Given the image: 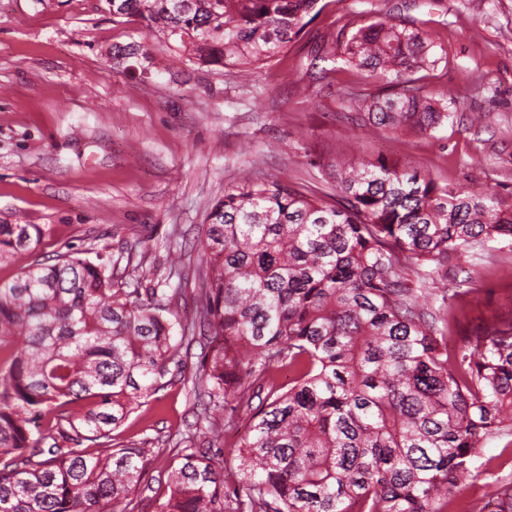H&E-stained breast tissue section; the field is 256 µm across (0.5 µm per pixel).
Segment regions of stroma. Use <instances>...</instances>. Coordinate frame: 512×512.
<instances>
[{"instance_id": "1", "label": "stroma", "mask_w": 512, "mask_h": 512, "mask_svg": "<svg viewBox=\"0 0 512 512\" xmlns=\"http://www.w3.org/2000/svg\"><path fill=\"white\" fill-rule=\"evenodd\" d=\"M320 4L302 38L246 85L234 68L185 62L140 21L113 22L104 0H0V222L51 229L34 252L0 265V280L73 244L129 284L179 288L169 317L186 322L201 227L245 171L332 194L336 165L383 160L512 207V0ZM389 18L438 43L437 67L414 74L452 114L434 131L357 122L360 100L383 83L329 46L344 23ZM133 42L146 58L112 60L113 45ZM179 243L188 260L175 272L167 255ZM442 292L454 338L512 319V240L451 257ZM201 361L192 346L113 433L115 444L148 449L150 485L166 481L177 445L209 443L235 464L250 411L205 414L192 393ZM484 448L480 479L448 512H486L490 490L512 484V435Z\"/></svg>"}]
</instances>
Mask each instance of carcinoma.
Wrapping results in <instances>:
<instances>
[{
  "instance_id": "1",
  "label": "carcinoma",
  "mask_w": 512,
  "mask_h": 512,
  "mask_svg": "<svg viewBox=\"0 0 512 512\" xmlns=\"http://www.w3.org/2000/svg\"><path fill=\"white\" fill-rule=\"evenodd\" d=\"M319 2L105 0L113 21L146 23L186 61L246 75L298 40ZM334 45L402 86L364 100L368 121L429 131L450 118L405 87L441 61L432 33L378 21L341 27ZM336 191L329 203L251 174L224 191L201 233L206 288L178 336L171 296L144 299L79 251L0 281V512H446L480 476L483 441L512 433V321L450 355L448 309L425 308L405 273L431 264L421 277L439 287L448 257L512 239V208L384 161L337 166ZM46 232L1 222L0 263ZM199 338L194 391L253 408L235 488L203 449L175 448L155 500L140 491L148 449L112 432Z\"/></svg>"
}]
</instances>
